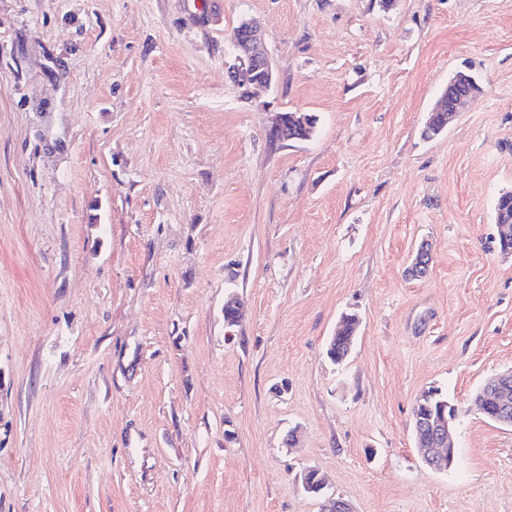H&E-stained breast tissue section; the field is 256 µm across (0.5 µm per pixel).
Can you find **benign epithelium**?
<instances>
[{
    "label": "benign epithelium",
    "mask_w": 512,
    "mask_h": 512,
    "mask_svg": "<svg viewBox=\"0 0 512 512\" xmlns=\"http://www.w3.org/2000/svg\"><path fill=\"white\" fill-rule=\"evenodd\" d=\"M235 43L244 49L246 59L232 67V77L249 92L269 89L276 81V71L270 56L264 49L261 25L254 19L243 20L234 37ZM470 80L467 72H458L448 82V89L437 100L432 111H446L453 118L469 99L461 92ZM275 129L285 140H301L307 133V115L301 112H283ZM512 387V370L499 373L488 381L487 390L479 402V410L495 411L503 420L509 419V388ZM417 447L424 461L438 471L448 470L454 460V448L450 439L449 420L445 410L431 414L420 423Z\"/></svg>",
    "instance_id": "1"
}]
</instances>
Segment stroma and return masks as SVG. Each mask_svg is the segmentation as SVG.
I'll return each instance as SVG.
<instances>
[{
    "mask_svg": "<svg viewBox=\"0 0 512 512\" xmlns=\"http://www.w3.org/2000/svg\"><path fill=\"white\" fill-rule=\"evenodd\" d=\"M458 71L479 92L423 138ZM296 111L310 138H273ZM507 190L512 0H0V512H320L308 468L354 512H512L475 404L512 369ZM238 26L234 31V34L237 31L234 41L244 49L246 59L239 66L232 67V77L246 86L250 93L267 90L276 81V71L263 46L262 27L254 19H245ZM495 223L499 226V245L503 253H512V191L502 193L494 208ZM503 224H508L506 231L501 230ZM506 246L511 251L506 250ZM358 330L356 315H344L340 321L336 335L331 337L328 344V355L336 363L344 361L351 352ZM417 447L424 461L438 471H447L453 463L454 449L450 439L449 420L445 409L423 418L418 430Z\"/></svg>",
    "mask_w": 512,
    "mask_h": 512,
    "instance_id": "35a3bbf8",
    "label": "stroma"
}]
</instances>
